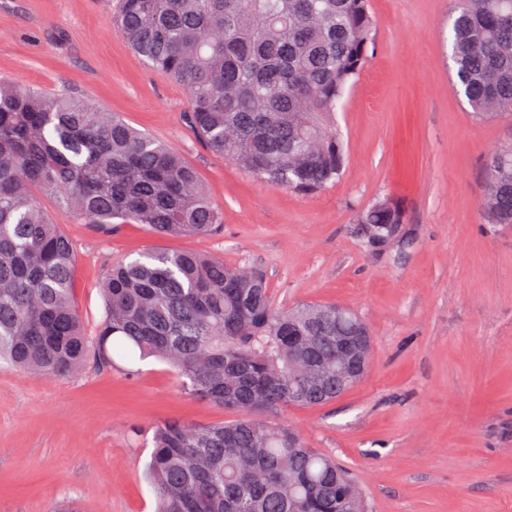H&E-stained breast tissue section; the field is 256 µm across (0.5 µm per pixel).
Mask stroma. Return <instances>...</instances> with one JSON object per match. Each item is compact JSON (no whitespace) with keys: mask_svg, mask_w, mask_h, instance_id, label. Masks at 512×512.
<instances>
[{"mask_svg":"<svg viewBox=\"0 0 512 512\" xmlns=\"http://www.w3.org/2000/svg\"><path fill=\"white\" fill-rule=\"evenodd\" d=\"M455 0H371L374 48L337 109L342 177L314 196L267 184L187 126L184 86L135 56L110 22L118 0H0V76L85 96L168 143L224 212L212 236L101 233L45 197L71 239L88 332L108 266L149 249L194 251L267 275L275 302L333 303L372 334L366 376L279 423L354 476L371 512H512V226L480 202L512 116L476 121L451 89ZM401 201L400 238L366 246L359 213ZM135 375L45 378L0 367V512H154L144 477L154 426L232 420L149 358Z\"/></svg>","mask_w":512,"mask_h":512,"instance_id":"stroma-1","label":"stroma"}]
</instances>
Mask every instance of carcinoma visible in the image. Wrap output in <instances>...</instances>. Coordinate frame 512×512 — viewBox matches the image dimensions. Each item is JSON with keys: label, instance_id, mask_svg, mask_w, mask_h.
Returning <instances> with one entry per match:
<instances>
[{"label": "carcinoma", "instance_id": "1", "mask_svg": "<svg viewBox=\"0 0 512 512\" xmlns=\"http://www.w3.org/2000/svg\"><path fill=\"white\" fill-rule=\"evenodd\" d=\"M452 90L480 120L512 115V0H457ZM131 49L186 87L188 127L212 153L272 186L313 195L344 166L336 104L373 43L370 0H120ZM104 229L141 224L159 238L217 232L224 213L179 152L89 98L46 97L0 78V362L39 376L87 364L127 374L155 358L188 393L241 417L153 428L146 476L156 512H366L336 463L274 421L336 385V335L360 317L334 304L280 307L265 277L189 251L149 250L108 268L94 335L74 300L76 257L40 197ZM488 224H512V142L486 171ZM358 222L385 237L403 211L372 203Z\"/></svg>", "mask_w": 512, "mask_h": 512}]
</instances>
